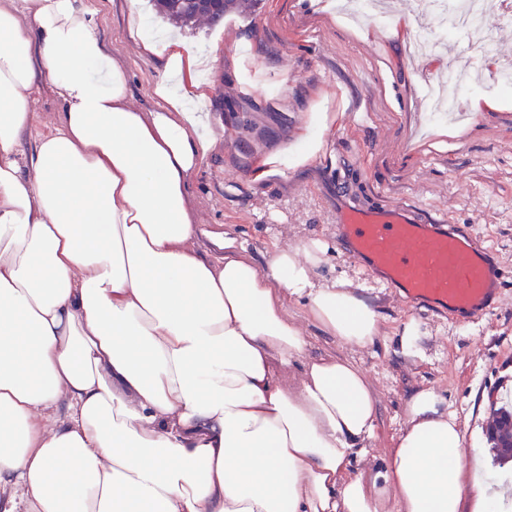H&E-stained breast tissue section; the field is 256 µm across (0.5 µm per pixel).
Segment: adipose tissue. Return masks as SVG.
I'll list each match as a JSON object with an SVG mask.
<instances>
[{"instance_id": "obj_1", "label": "adipose tissue", "mask_w": 512, "mask_h": 512, "mask_svg": "<svg viewBox=\"0 0 512 512\" xmlns=\"http://www.w3.org/2000/svg\"><path fill=\"white\" fill-rule=\"evenodd\" d=\"M128 34L164 58L149 113L84 0H0V512H506L512 472L485 480L430 388L364 479L372 383L310 356L284 303L349 347L378 337V311L315 282L320 241L261 267L195 224L189 181L215 144L206 59L135 10ZM43 77L59 112L38 132ZM328 120L309 113L255 181L312 161Z\"/></svg>"}]
</instances>
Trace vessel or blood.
I'll return each instance as SVG.
<instances>
[{"label": "vessel or blood", "instance_id": "b4317fda", "mask_svg": "<svg viewBox=\"0 0 512 512\" xmlns=\"http://www.w3.org/2000/svg\"><path fill=\"white\" fill-rule=\"evenodd\" d=\"M341 244L413 305L483 315L501 284L488 251L455 225L403 206L351 204L337 217Z\"/></svg>", "mask_w": 512, "mask_h": 512}]
</instances>
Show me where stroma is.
Returning <instances> with one entry per match:
<instances>
[{
    "label": "stroma",
    "mask_w": 512,
    "mask_h": 512,
    "mask_svg": "<svg viewBox=\"0 0 512 512\" xmlns=\"http://www.w3.org/2000/svg\"><path fill=\"white\" fill-rule=\"evenodd\" d=\"M86 3L110 56L130 73L134 102L153 111L163 61L129 41V0ZM139 8L147 33L177 31L210 57L202 77L213 86L208 110L216 145L190 181L196 222L223 226L260 266L272 246L323 242L316 281L344 283L381 315L374 343L348 347L308 321L304 301L286 302L312 354L345 357L373 383L378 420L365 468L385 463L406 422V403L422 388L434 389L464 423L467 447L487 448L486 413L512 383V94L489 82L512 63L506 0H485L491 40L482 57L456 34L433 53L415 52V29L425 19L414 0H388L375 22L357 16L354 0H262L251 14L231 12L194 28L174 27L152 0H140ZM232 45L237 54L229 53ZM453 56L466 66L459 85L464 114L442 118L425 87L447 78ZM483 99L495 100L496 108L475 109ZM322 102L336 115L323 135V154L286 177L254 182V168L302 135L308 112ZM474 111L479 120H471ZM353 201L397 203L473 236L502 270L489 312L462 320L413 307L400 289L368 272L336 237V213ZM411 318L423 336L418 352L407 354L397 333Z\"/></svg>",
    "instance_id": "stroma-1"
}]
</instances>
